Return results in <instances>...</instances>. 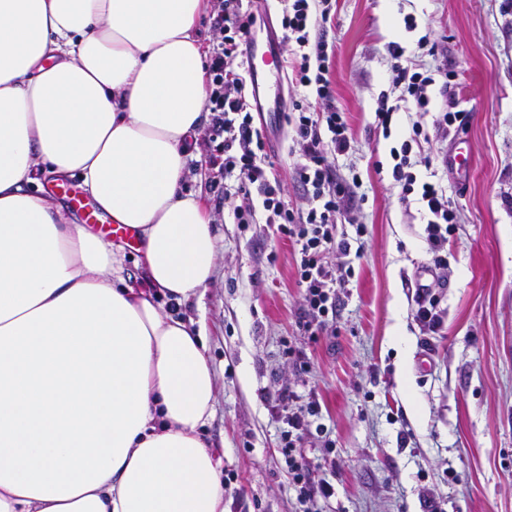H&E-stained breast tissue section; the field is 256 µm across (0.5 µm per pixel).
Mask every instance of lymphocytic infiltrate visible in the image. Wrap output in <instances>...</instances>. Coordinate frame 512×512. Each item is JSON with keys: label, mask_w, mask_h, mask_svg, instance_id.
Listing matches in <instances>:
<instances>
[{"label": "lymphocytic infiltrate", "mask_w": 512, "mask_h": 512, "mask_svg": "<svg viewBox=\"0 0 512 512\" xmlns=\"http://www.w3.org/2000/svg\"><path fill=\"white\" fill-rule=\"evenodd\" d=\"M281 26L292 44L287 60L288 79L292 84L310 89L309 97L293 100L284 115L292 130V147L300 161L295 177L311 195V206L301 210L290 207L283 189L274 177V163L266 151L261 128L254 124L246 72L238 62L242 46L257 23L258 16L243 6V0H213L211 27L219 37L207 65L208 131L211 137L223 138V158H210L215 170L211 187L222 196L236 194L241 205L235 206V223L257 221L275 226L283 238L296 246L298 284L303 288L302 327L311 336H319L336 323V291L347 283L351 271L328 265L323 254L335 249L349 254L348 240L337 239L336 226L346 220L353 207L349 182L334 177L330 157L349 154L353 138L348 133L346 117L337 105L329 73V43L323 33L331 22L332 0H279ZM394 61V86L401 89V101H413L419 111H427L428 89L433 75L413 69L404 61L405 49L399 43L388 46ZM403 194L418 193V201L428 219L425 241L435 268L448 265L443 250L448 232L455 222L448 195L431 182L417 183L413 173L396 163L392 170ZM276 408L285 414L286 428L281 437V453L288 474L304 512H314L319 499L333 493L326 479L314 478V469L298 445L308 435L310 419L320 412L316 400H302L290 389L274 397Z\"/></svg>", "instance_id": "obj_1"}]
</instances>
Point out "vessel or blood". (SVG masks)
<instances>
[{
	"instance_id": "vessel-or-blood-1",
	"label": "vessel or blood",
	"mask_w": 512,
	"mask_h": 512,
	"mask_svg": "<svg viewBox=\"0 0 512 512\" xmlns=\"http://www.w3.org/2000/svg\"><path fill=\"white\" fill-rule=\"evenodd\" d=\"M279 44L275 27L269 24L264 35L248 37L243 54L263 124L272 132L279 129L286 105Z\"/></svg>"
}]
</instances>
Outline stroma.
I'll return each mask as SVG.
<instances>
[{"instance_id": "35a3bbf8", "label": "stroma", "mask_w": 512, "mask_h": 512, "mask_svg": "<svg viewBox=\"0 0 512 512\" xmlns=\"http://www.w3.org/2000/svg\"><path fill=\"white\" fill-rule=\"evenodd\" d=\"M326 38L330 77L354 150L331 161L357 177L350 222L337 234L361 238V255L329 253L353 273L338 291L335 331L310 338L299 326L303 290L291 242L267 224L235 223L234 200L210 187L214 151L207 126L182 190L201 196L213 218L219 262L209 286L184 309L206 336L217 383L205 436L222 459L228 512H301L279 451L284 424L278 389L320 403L323 433L300 448L333 486L319 512H512V12L502 0H336ZM414 18L407 27L406 18ZM437 43L420 55L418 41ZM429 71H452L458 107L469 115L462 148L471 177L459 187L432 137L410 154L418 181L441 185L458 222L448 238V274L435 292L443 324L414 319L415 280L431 263L427 217L401 200L391 149L413 123L432 132L444 104L394 112L390 134L375 123L381 93L392 92L389 43ZM292 132L273 138L274 174L286 201L306 208L296 180ZM308 364L293 366L286 350Z\"/></svg>"}]
</instances>
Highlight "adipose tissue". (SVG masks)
Returning <instances> with one entry per match:
<instances>
[{
	"instance_id": "adipose-tissue-1",
	"label": "adipose tissue",
	"mask_w": 512,
	"mask_h": 512,
	"mask_svg": "<svg viewBox=\"0 0 512 512\" xmlns=\"http://www.w3.org/2000/svg\"><path fill=\"white\" fill-rule=\"evenodd\" d=\"M206 0H0V512H224L202 429L212 219L181 190L207 97ZM80 178L120 251L42 196ZM45 184L46 193L53 199L54 202L61 205L69 214L71 219L78 224H87L84 216L81 212L72 207L69 200L60 194H56L53 186L49 183ZM109 224H87L92 226L96 231L105 235L106 238L112 239L113 243H120L123 245L124 250L121 252L123 255V267L124 276L127 282L135 288L145 287V279L143 275V263H142V252L138 250V245L135 242H129L125 239H119L112 236H122L132 238L134 236V230L123 224H113L108 218ZM112 225V235L109 232V225Z\"/></svg>"
}]
</instances>
